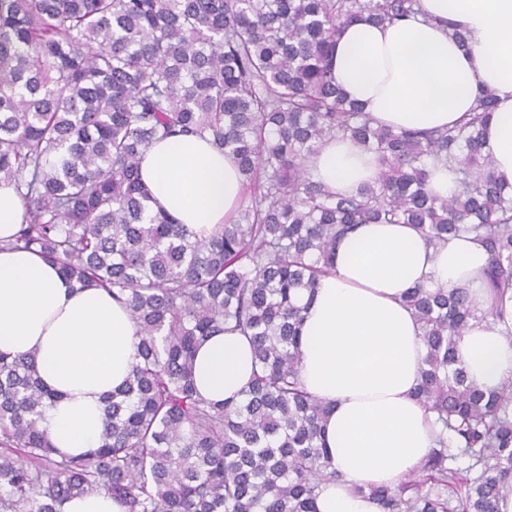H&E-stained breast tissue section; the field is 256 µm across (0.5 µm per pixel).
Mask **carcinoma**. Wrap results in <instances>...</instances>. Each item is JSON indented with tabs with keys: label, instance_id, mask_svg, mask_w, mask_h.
Listing matches in <instances>:
<instances>
[{
	"label": "carcinoma",
	"instance_id": "1",
	"mask_svg": "<svg viewBox=\"0 0 512 512\" xmlns=\"http://www.w3.org/2000/svg\"><path fill=\"white\" fill-rule=\"evenodd\" d=\"M422 13L421 0H0V182L25 220L0 251L29 250L80 288L124 303L137 331L125 384L103 398L99 446L59 453L40 425L58 394L33 353H0V512H64L105 494L123 512H318L336 476L323 439L328 406L302 386L303 294L359 224H410L437 247L472 235L489 258L494 302L418 285L405 297L425 355L416 397L436 415L435 447L398 489H370L381 512H497L512 492V380L467 383L455 347L492 318L512 338V188L496 176L482 91L462 123L395 131L336 85V37L356 21ZM209 138L237 162L249 202L196 238L155 211L139 177L161 139ZM348 135L378 177L352 195L305 162ZM446 164L458 190L433 195ZM237 332L254 369L242 397L213 403L193 383L211 336Z\"/></svg>",
	"mask_w": 512,
	"mask_h": 512
}]
</instances>
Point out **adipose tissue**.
<instances>
[{"label": "adipose tissue", "instance_id": "1", "mask_svg": "<svg viewBox=\"0 0 512 512\" xmlns=\"http://www.w3.org/2000/svg\"><path fill=\"white\" fill-rule=\"evenodd\" d=\"M423 12L395 24L344 28L332 62L336 84L380 125L400 130L451 127L473 111L480 90L495 94L485 147L512 185V0H422ZM457 25L466 44L449 38ZM317 181L348 195L373 182L375 155L349 137L323 145L307 162ZM154 209L207 237L241 208L237 164L196 136L156 142L140 164ZM488 254L471 236L428 247L407 224H361L341 239L300 329V381L330 411L325 442L335 472L318 512H380L368 493L407 480L434 446L435 417L415 396L424 348L404 297L419 284L472 291L487 307ZM0 352L35 354L38 371L61 398L42 425L60 452L97 447L102 399L123 385L136 359V325L102 288L78 289L39 254L0 251ZM468 383L485 390L512 380V339L477 325L455 348ZM253 355L236 333L210 337L194 362L205 399L237 398Z\"/></svg>", "mask_w": 512, "mask_h": 512}]
</instances>
